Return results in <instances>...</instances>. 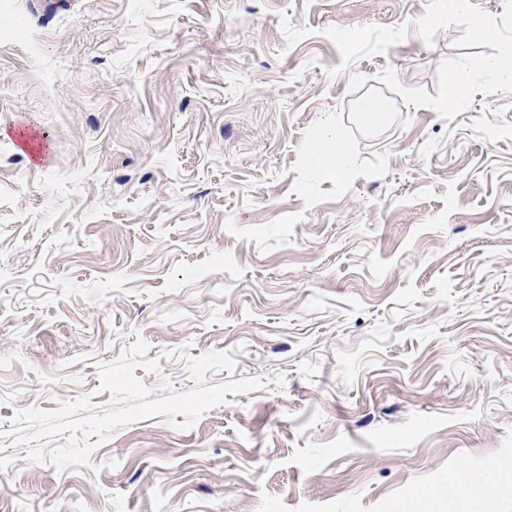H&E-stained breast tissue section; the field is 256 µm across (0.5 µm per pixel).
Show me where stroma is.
<instances>
[{"label":"stroma","mask_w":512,"mask_h":512,"mask_svg":"<svg viewBox=\"0 0 512 512\" xmlns=\"http://www.w3.org/2000/svg\"><path fill=\"white\" fill-rule=\"evenodd\" d=\"M428 2L0 0V512H444L512 455V93L447 121L380 82L436 94L457 26L345 71L323 34ZM139 337L153 393L216 350L268 385L28 461L14 413L105 406Z\"/></svg>","instance_id":"1"}]
</instances>
